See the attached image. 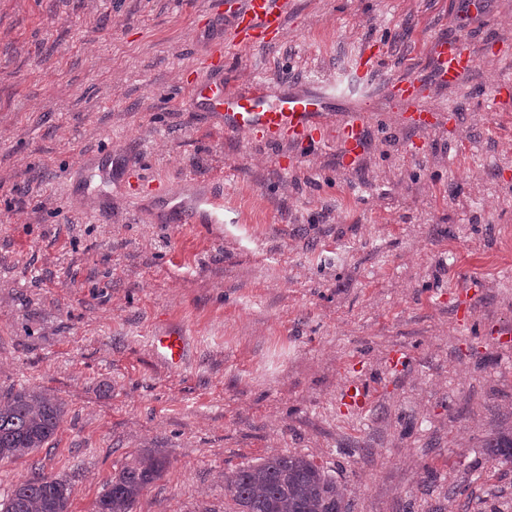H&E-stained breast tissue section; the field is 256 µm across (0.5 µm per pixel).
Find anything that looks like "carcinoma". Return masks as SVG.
<instances>
[{
	"label": "carcinoma",
	"mask_w": 512,
	"mask_h": 512,
	"mask_svg": "<svg viewBox=\"0 0 512 512\" xmlns=\"http://www.w3.org/2000/svg\"><path fill=\"white\" fill-rule=\"evenodd\" d=\"M65 407L61 398L42 388L21 386L1 395L0 461L18 460L44 447L56 434ZM487 447L494 460L512 463V431L499 433ZM166 467L160 454L123 466L95 501L94 512H132ZM224 493L237 512H348L336 480L302 455H276L226 474ZM70 497L67 480L36 473L0 500V512H70Z\"/></svg>",
	"instance_id": "cac0c4a2"
}]
</instances>
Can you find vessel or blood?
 <instances>
[{
  "mask_svg": "<svg viewBox=\"0 0 512 512\" xmlns=\"http://www.w3.org/2000/svg\"><path fill=\"white\" fill-rule=\"evenodd\" d=\"M282 0H242L228 24L209 28V55L205 71L192 83L188 92L189 109L205 115L212 127L228 134L259 135L269 144H287L289 161H296L302 149L310 151L338 142L345 167L356 165L364 152L365 126L370 113L365 107L350 109L343 119H336V97L313 87L303 91L285 84L272 85L252 81L243 87L224 84V30L232 28L233 40L240 46L267 43L269 35L280 33L284 26ZM474 57L467 44L458 39H439L434 47V78L394 79L387 83L388 98L398 100L407 126L426 129L434 125L435 112L426 108L422 98L429 83L442 87L457 84L473 68ZM381 68L379 54L365 48L352 64L354 78L370 82ZM156 194L170 203L176 222L205 224L222 222L224 191L205 184L195 185L188 193H180L170 185L159 186ZM171 364L184 356L182 336L171 333L156 337L152 344Z\"/></svg>",
  "mask_w": 512,
  "mask_h": 512,
  "instance_id": "1",
  "label": "vessel or blood"
}]
</instances>
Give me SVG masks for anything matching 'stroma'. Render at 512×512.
<instances>
[{
	"mask_svg": "<svg viewBox=\"0 0 512 512\" xmlns=\"http://www.w3.org/2000/svg\"><path fill=\"white\" fill-rule=\"evenodd\" d=\"M212 4L0 0V392L66 403L48 445L0 462V498L41 472L92 512L159 448L133 512H235L225 474L281 454L350 512H512L487 448L512 429V0H287L281 36L228 48L225 82L304 89L376 46L384 119L352 169L332 146L282 166L187 109ZM444 36L476 65L428 87L432 128L402 125L383 86L428 76ZM107 147L127 180L86 170ZM188 179L223 187V223H165L152 190ZM172 331L176 367L150 348Z\"/></svg>",
	"mask_w": 512,
	"mask_h": 512,
	"instance_id": "35a3bbf8",
	"label": "stroma"
}]
</instances>
